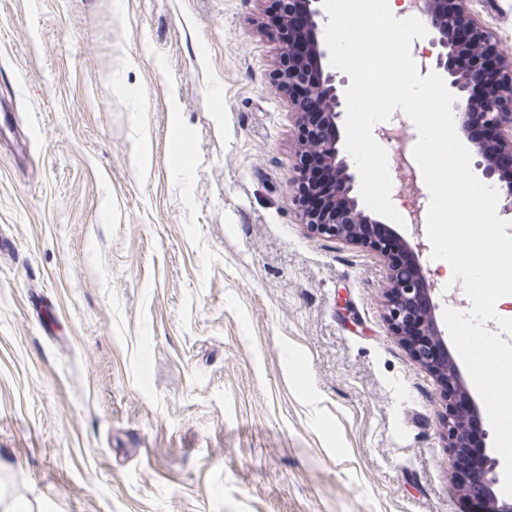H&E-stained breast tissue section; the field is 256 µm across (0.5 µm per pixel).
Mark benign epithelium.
I'll use <instances>...</instances> for the list:
<instances>
[{"label": "benign epithelium", "instance_id": "benign-epithelium-1", "mask_svg": "<svg viewBox=\"0 0 512 512\" xmlns=\"http://www.w3.org/2000/svg\"><path fill=\"white\" fill-rule=\"evenodd\" d=\"M306 11L265 13L258 29L278 45L274 79L288 100L295 118L299 150L295 201L302 223L322 237L362 244L383 257L389 266L391 289L388 321L395 335L410 348L415 359L437 374L443 386L446 412L443 428L455 466L469 472L467 499L475 512H512L493 491L499 473L486 468L483 456L474 455L471 436L464 430L465 411L457 398L462 389L458 376L448 373V352L438 328L435 289L424 276L418 256L424 248L420 233L409 248L412 262L400 270L389 246L372 233L380 221L365 212L352 194L356 174L341 156L340 122L346 110L347 81L330 64L323 36L328 16L321 0H304ZM429 34L425 68L441 75L455 96L452 104L457 130L475 158L476 175L496 188L500 210L512 214V57L504 54L496 33L473 12L472 0H416ZM326 163L329 196L323 208L312 210L307 198L309 156Z\"/></svg>", "mask_w": 512, "mask_h": 512}]
</instances>
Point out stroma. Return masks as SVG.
<instances>
[{
  "label": "stroma",
  "instance_id": "1",
  "mask_svg": "<svg viewBox=\"0 0 512 512\" xmlns=\"http://www.w3.org/2000/svg\"><path fill=\"white\" fill-rule=\"evenodd\" d=\"M265 8L0 0V512H470L387 264L300 221Z\"/></svg>",
  "mask_w": 512,
  "mask_h": 512
}]
</instances>
